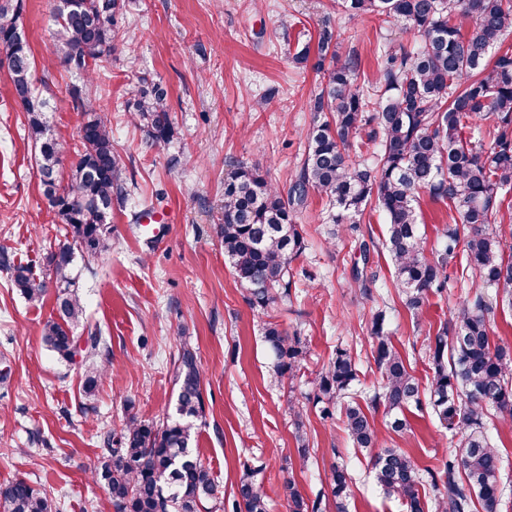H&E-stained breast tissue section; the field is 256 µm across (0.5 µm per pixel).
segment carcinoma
I'll use <instances>...</instances> for the list:
<instances>
[{"label":"carcinoma","mask_w":512,"mask_h":512,"mask_svg":"<svg viewBox=\"0 0 512 512\" xmlns=\"http://www.w3.org/2000/svg\"><path fill=\"white\" fill-rule=\"evenodd\" d=\"M336 10L352 17L367 14L383 22L403 24L419 34L417 47L399 55L385 54L379 77L365 86L358 64L340 61V34L330 23L318 30L314 67L322 73L321 88L312 94L309 111L319 116L306 133L305 157L287 194L255 166L232 162L224 180V223L219 234L224 259L234 278L249 293L254 307L266 309L288 296V273L302 252L304 240L294 215L309 190L326 197L343 224L363 214L375 201L387 221L386 246L405 306L419 313L433 290L448 283V259L464 241L468 270L492 295L463 300L451 326L429 338V386L421 389L410 364L384 331L385 313L371 322L372 358L380 376L371 404L383 403L393 432L410 428L404 411L427 400L457 449L439 471H427L435 495L420 492L421 468L400 448H390L376 428L369 406L351 395L359 381V365L345 349L320 373L316 402L327 418L338 417L353 447L371 459L377 484L402 501L407 512H502V461L486 420L494 416L512 430V346L496 344L490 318L500 305L512 308V254H505L504 230L492 222L501 196L512 192V50L494 54L512 31V0H334ZM125 0H61L53 15L50 62L80 75L82 85L70 90L83 120L76 130L74 152L79 156L64 180L61 156L66 144L48 134L47 100L35 94L29 42L17 44L22 0H0V47L14 48L18 62L10 72L14 98L23 104L30 137L40 144L38 170L43 195L58 202L64 230L82 249L67 243L48 257L47 276L17 263L0 250V268L12 287L29 302L43 301L49 285L56 288L55 315L43 327V341L58 359L88 365L83 393L95 396L105 368L95 361L105 356L100 332L84 327L85 309L76 291L73 266L81 259L90 266L112 249L107 226L112 205L129 196L123 164L112 147V130L98 115L97 74L112 59L114 20ZM459 16L473 21L468 31ZM132 121L154 147L173 136L167 91L143 76L124 104ZM498 121L476 128L490 116ZM374 124L380 139L371 164L353 162L346 153L364 126ZM426 191L446 200L462 229L445 235L435 255L425 254L417 222V195ZM79 199L83 205L69 208ZM276 377L293 378L303 367L306 347L274 322L264 328ZM175 419L162 422L129 417L119 436L103 434L101 457L94 477L104 483L115 512H211L224 508L209 467L189 454L196 422L205 416L201 370L185 348L175 362ZM299 457L308 459L302 434V408L291 405ZM256 471H244L234 494L235 512H268L267 495ZM352 477L341 464L332 472L331 497L336 512H347ZM288 512H322L324 494L312 501L284 479ZM46 492L25 479L0 490V512H52Z\"/></svg>","instance_id":"cac0c4a2"}]
</instances>
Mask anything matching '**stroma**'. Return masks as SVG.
<instances>
[{"mask_svg":"<svg viewBox=\"0 0 512 512\" xmlns=\"http://www.w3.org/2000/svg\"><path fill=\"white\" fill-rule=\"evenodd\" d=\"M56 6V0H24L20 20L35 76H50L51 132L69 142L82 120L69 93L80 79L47 65ZM326 18L341 34L339 58L355 59L365 80L373 79L381 52L409 50L418 40L415 31L377 16L334 10L332 0H126L114 26L112 60L99 79V113L112 128L131 195L113 207L112 249L82 270L78 290L87 324L106 338L107 375L94 410L83 412L85 365L60 361L42 338L54 293L30 303L0 270V488L23 478L45 489L57 512H113L103 483L91 476L100 433L120 428L131 414L150 421L172 414L173 360L187 346L201 369L205 401L191 449L225 500L251 467L259 471L269 512H287L285 477H294L312 500L329 490L332 468L343 462L352 476L348 512H405L377 485L368 458L338 423L321 417L316 384L323 365L344 348L359 364L363 390L372 392L379 375L370 326L380 309L396 347L420 381L429 382V336L450 320L460 299L482 292L465 270L464 249L448 263L445 288L413 314L394 286L383 213L371 204L356 223L339 226L313 190L296 218L305 249L291 264L290 295L264 311L249 304L218 235L230 161L259 167L283 191L301 167L314 119L308 100L321 75L295 63L302 48L297 34L316 35ZM145 73L166 89L175 128L168 144L152 149L123 110ZM272 87L278 96L260 109L258 99ZM37 156L26 114L0 68V247L41 274L64 230L46 204ZM416 211L425 249L439 248L455 226L452 211L425 193ZM363 242L371 248L368 298L352 280ZM269 321L301 337L307 349L301 372L279 383L270 377L263 341ZM292 402L307 409L304 468L288 412ZM407 417L410 431L391 435L390 446L408 452L421 469L439 468L455 448L446 429L427 405Z\"/></svg>","mask_w":512,"mask_h":512,"instance_id":"obj_1","label":"stroma"}]
</instances>
